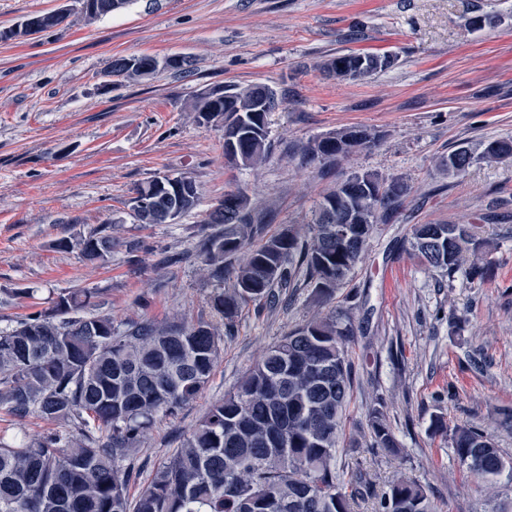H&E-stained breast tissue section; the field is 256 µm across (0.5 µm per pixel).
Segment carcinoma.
Listing matches in <instances>:
<instances>
[{
    "instance_id": "cac0c4a2",
    "label": "carcinoma",
    "mask_w": 512,
    "mask_h": 512,
    "mask_svg": "<svg viewBox=\"0 0 512 512\" xmlns=\"http://www.w3.org/2000/svg\"><path fill=\"white\" fill-rule=\"evenodd\" d=\"M132 0H100L86 14L118 12ZM391 55L350 52L324 60L320 70L338 81L358 80L391 68ZM151 56L117 58L108 76L152 75ZM281 104L262 85L214 87L194 106L197 120L223 128L224 155L254 167L267 160L268 116ZM377 144L366 128H350L307 144L308 164H337ZM480 158L511 160L512 140L488 142ZM475 161L461 147L439 159L467 170ZM411 187L399 178L353 173L315 203L310 236L292 225L264 237L262 217L242 189L228 191L235 202L202 223L217 230L196 250L217 288L209 296L212 319L150 318L117 323L98 311L97 288L62 290L49 306L0 328V409L24 419L36 414L63 421L64 435L35 439L0 435V512H355L373 500L375 512H435L426 489L404 477L379 493L360 469L359 443L341 445L354 369L348 350L358 326L351 309L329 308L282 336L238 385L216 401L180 446L153 469L140 494H128L131 452L156 422L176 418L210 380L220 356L218 324L231 327L249 303L270 304L275 288L298 273L328 305L348 283L375 224L397 212ZM130 199L147 202L150 224H169L200 204L196 180L190 191L169 176L138 184ZM347 224L352 238H336ZM107 220L87 235L61 239L57 247L77 250L82 261L104 264L135 240L117 239ZM409 249L425 265L452 275L467 256L485 254L490 242L470 224H416ZM232 280L224 289V278ZM369 445L389 453L398 443L378 409L366 414ZM451 433L458 460L493 486L512 470L491 437L472 425ZM348 454L336 470L338 452Z\"/></svg>"
}]
</instances>
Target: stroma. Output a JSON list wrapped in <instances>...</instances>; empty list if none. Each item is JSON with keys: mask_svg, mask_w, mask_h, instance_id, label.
<instances>
[{"mask_svg": "<svg viewBox=\"0 0 512 512\" xmlns=\"http://www.w3.org/2000/svg\"><path fill=\"white\" fill-rule=\"evenodd\" d=\"M68 6V20L49 32L0 40V328L69 288L102 289L101 310L118 321L209 319L214 283L193 253L207 233L204 210L225 191L246 189L272 234L306 225L320 196L353 172L403 179L410 194L377 224L336 295L359 326L345 434L358 435L379 409L401 452L362 448L360 466L378 490L403 474L438 512H512V473L485 496L450 437L428 431L436 414L473 424L512 461V429L502 423L512 412V162L479 159L457 177L436 167L458 147L480 155L488 141L512 139V0H135L94 20L79 0ZM481 14L492 24L473 27ZM351 51L396 62L349 82L318 70ZM140 55H184L190 65L108 83L114 58ZM222 85H265L284 101L269 117L273 149L260 167L229 161L222 129L197 121L199 93ZM356 126L380 145L330 168L302 163L298 146ZM181 172L199 186L198 209L170 224L134 223V187ZM109 216L122 218V238L138 241V264L121 247L103 266L56 249ZM417 224L474 225L494 243V278L462 270L450 279L422 264L408 249ZM172 254L183 262L163 265ZM17 288L35 294L12 298ZM318 311L301 275L279 305L245 306L208 385L133 459L154 464L173 452L266 348Z\"/></svg>", "mask_w": 512, "mask_h": 512, "instance_id": "35a3bbf8", "label": "stroma"}]
</instances>
